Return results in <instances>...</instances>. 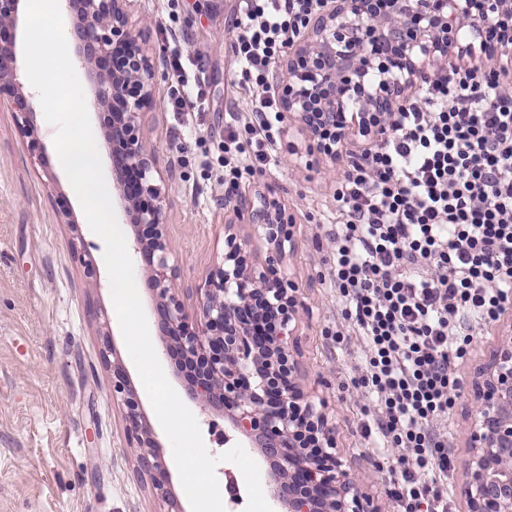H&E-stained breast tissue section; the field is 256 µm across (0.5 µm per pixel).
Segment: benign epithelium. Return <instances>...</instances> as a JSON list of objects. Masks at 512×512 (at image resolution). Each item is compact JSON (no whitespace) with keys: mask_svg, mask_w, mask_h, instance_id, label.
<instances>
[{"mask_svg":"<svg viewBox=\"0 0 512 512\" xmlns=\"http://www.w3.org/2000/svg\"><path fill=\"white\" fill-rule=\"evenodd\" d=\"M132 0H66L77 16L78 56L97 79L96 100L132 242L149 268L164 355L177 364L192 398L245 438L270 465V492L285 512H381L336 453V432L302 383L295 328L297 289L282 274L290 217L272 191L238 195L236 220L267 248L262 263L250 241L224 225V256L195 288L196 310L180 298L170 263L158 159L140 115L153 104L159 60L141 28L129 23ZM21 0H0V102L9 104L31 151L46 166L23 93L16 53ZM480 63L493 77L512 73V0H325L304 22L284 60L282 109L293 113L318 152L336 158L349 137L379 141L383 116L407 100L421 77L441 66ZM102 356L112 398L126 421V449L160 512H185L140 396L104 330ZM476 399L458 495L467 512H512V328L471 383Z\"/></svg>","mask_w":512,"mask_h":512,"instance_id":"benign-epithelium-1","label":"benign epithelium"}]
</instances>
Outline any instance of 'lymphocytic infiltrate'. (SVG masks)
I'll list each match as a JSON object with an SVG mask.
<instances>
[{
  "mask_svg": "<svg viewBox=\"0 0 512 512\" xmlns=\"http://www.w3.org/2000/svg\"><path fill=\"white\" fill-rule=\"evenodd\" d=\"M323 3L238 0L234 54L257 95L252 121L226 127L229 182L269 165L280 119L270 72ZM169 64L173 111H204L181 53ZM334 198L328 283L363 341L361 435L388 448L402 512H451L439 483L453 465L442 426L462 391L453 363L512 303V87L474 65L422 80L389 113L387 137L350 154Z\"/></svg>",
  "mask_w": 512,
  "mask_h": 512,
  "instance_id": "f902f5d3",
  "label": "lymphocytic infiltrate"
}]
</instances>
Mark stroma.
I'll use <instances>...</instances> for the list:
<instances>
[{
  "instance_id": "obj_1",
  "label": "stroma",
  "mask_w": 512,
  "mask_h": 512,
  "mask_svg": "<svg viewBox=\"0 0 512 512\" xmlns=\"http://www.w3.org/2000/svg\"><path fill=\"white\" fill-rule=\"evenodd\" d=\"M152 24L146 46L159 55L181 44L188 72H201L209 106L173 112L168 92L177 82L161 64L154 102L141 123L165 181L172 262L180 282L202 284L224 255V226L232 217L225 199L273 190L293 218V244L282 270L301 294L299 351L306 383L325 400L339 451L356 478L378 498L383 512H397L393 484L382 466L384 448L362 438L361 409L367 399L351 382L358 336L337 341L342 322L336 293L327 288L336 219L332 162L289 113H282L274 165L263 174L224 184V127L228 118L247 122L252 96L237 84L231 43L237 33L234 0H135L131 24ZM68 196L80 235L63 224L56 205ZM73 223V224H74ZM104 244L86 224L71 184L56 165L41 168L16 130L13 114L0 104V512H159L149 486L135 475L126 451L123 412L112 399V375L102 358L101 324H108L121 359H128L119 323L112 318L108 276L92 282L83 255L102 261ZM165 375L195 415L204 443L218 456L239 441H220L223 424L188 399L185 383L169 359ZM474 410L472 393L461 396L448 420V446L457 468L442 489L454 512L465 437Z\"/></svg>"
}]
</instances>
